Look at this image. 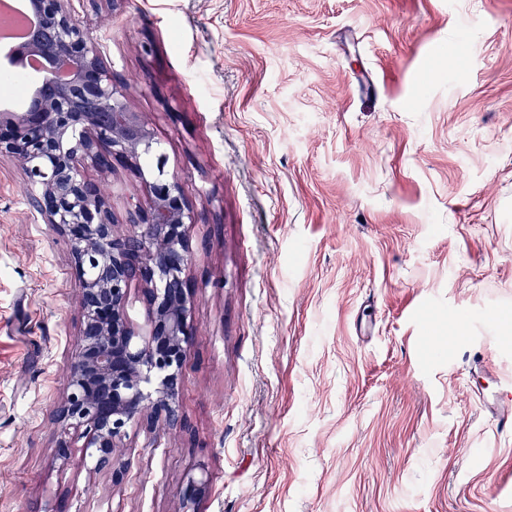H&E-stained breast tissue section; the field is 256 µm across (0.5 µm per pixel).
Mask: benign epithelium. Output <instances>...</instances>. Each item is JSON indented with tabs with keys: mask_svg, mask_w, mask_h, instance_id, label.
Segmentation results:
<instances>
[{
	"mask_svg": "<svg viewBox=\"0 0 512 512\" xmlns=\"http://www.w3.org/2000/svg\"><path fill=\"white\" fill-rule=\"evenodd\" d=\"M30 2L39 25L55 33L51 51L37 38L31 44L46 61L41 79L57 81L62 65L72 78L37 109L0 115V154L16 158L41 186L39 211L71 242L81 283V346L68 361L69 393L57 419L83 429L84 447L120 481L127 465L115 451L124 428L136 423L152 430L178 419V371L194 335L187 270L188 233L197 219L179 183L166 177L165 157L153 173L141 167V155L153 148L149 124L129 108L126 85L107 69L67 0ZM85 96L95 98L99 111L81 107ZM116 164L149 198L147 206L128 212L133 235L121 230L107 199L83 175L88 165L103 170ZM134 283L147 311L144 334L127 311ZM204 492V482L188 480L181 491L184 512H196Z\"/></svg>",
	"mask_w": 512,
	"mask_h": 512,
	"instance_id": "1",
	"label": "benign epithelium"
}]
</instances>
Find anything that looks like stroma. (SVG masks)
Wrapping results in <instances>:
<instances>
[{
	"mask_svg": "<svg viewBox=\"0 0 512 512\" xmlns=\"http://www.w3.org/2000/svg\"><path fill=\"white\" fill-rule=\"evenodd\" d=\"M68 7L197 217L185 424L126 426L117 483L56 458L80 288L0 154V512H182L191 478L198 512H512L476 396L512 380V0Z\"/></svg>",
	"mask_w": 512,
	"mask_h": 512,
	"instance_id": "35a3bbf8",
	"label": "stroma"
}]
</instances>
